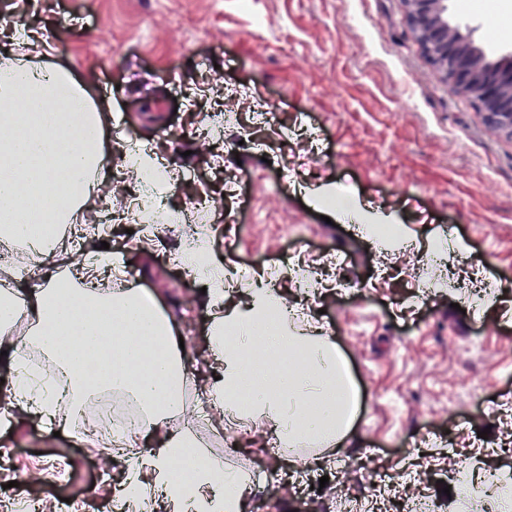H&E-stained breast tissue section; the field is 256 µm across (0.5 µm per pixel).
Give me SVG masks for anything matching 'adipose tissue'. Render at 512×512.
<instances>
[{
	"label": "adipose tissue",
	"instance_id": "obj_1",
	"mask_svg": "<svg viewBox=\"0 0 512 512\" xmlns=\"http://www.w3.org/2000/svg\"><path fill=\"white\" fill-rule=\"evenodd\" d=\"M101 110L68 72L23 61L0 62V241L28 240L18 220L29 200L45 201L44 214L71 223L83 203L101 193L107 161L100 149ZM108 254L83 258L80 303L59 293L43 277L26 294L0 289V351L16 363L18 345L38 347L68 376L59 396L15 377L18 406L40 422L72 427L85 396L103 390L130 394L142 410L156 447L136 451L129 461L126 494L115 512H143L160 500L167 512H244L251 492L248 475L228 471L178 424L187 376L180 342L169 320L140 321L147 299L134 289L117 293L91 288L111 274ZM219 314L210 333L219 380L208 392L217 406L240 384L244 353L259 349L286 358L288 369L274 388L255 387L248 415L269 421L276 443L296 450L307 444L345 448L356 416L354 385L344 359L317 324L298 326L297 313L269 288H250L245 307L225 310L224 291H210ZM277 317L266 328L269 317ZM193 456L189 474L173 467Z\"/></svg>",
	"mask_w": 512,
	"mask_h": 512
}]
</instances>
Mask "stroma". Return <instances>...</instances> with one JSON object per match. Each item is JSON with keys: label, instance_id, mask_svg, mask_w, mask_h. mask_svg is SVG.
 <instances>
[{"label": "stroma", "instance_id": "35a3bbf8", "mask_svg": "<svg viewBox=\"0 0 512 512\" xmlns=\"http://www.w3.org/2000/svg\"><path fill=\"white\" fill-rule=\"evenodd\" d=\"M25 15L23 0H0V21L38 23L55 51H11L76 79L96 76L90 97L103 115L107 177L126 170L120 139L152 149L176 180L163 206L175 224L151 239L137 221L92 232L88 250L108 243L130 287L154 295L190 358L184 407L198 414L212 377L214 311L201 284L174 261L195 234L225 274L302 268L324 288L306 291L290 276L277 283L288 304L322 326L344 357L359 413L348 446L334 455L299 449L271 453L269 423L231 424L233 451L210 441L214 420L193 427L198 442L228 469L252 473L312 468L322 491L254 485L247 512H346L349 498L403 512L416 493L440 512H475L441 493L449 467L512 464V138L494 130L473 101L457 94L423 54L401 0H61ZM448 17L495 60L512 58V0L489 13L486 0H448ZM107 35H100V26ZM224 128V164L194 134L212 112ZM343 198L334 223L314 190ZM216 202L209 224L181 211ZM232 213L236 228L224 230ZM405 229L416 258L387 253L361 232L378 214ZM448 288L414 287L444 232ZM482 276L500 284L482 316L469 296ZM488 430L487 438L477 433ZM14 448L0 486L24 478L45 512H87L91 496L111 497L125 466L106 459L76 431L53 434L22 409L0 424Z\"/></svg>", "mask_w": 512, "mask_h": 512}]
</instances>
